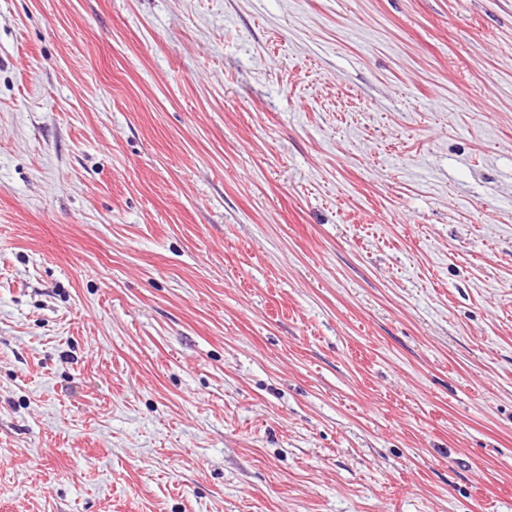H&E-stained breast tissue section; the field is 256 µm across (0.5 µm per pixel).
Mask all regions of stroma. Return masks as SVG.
Segmentation results:
<instances>
[{"instance_id":"obj_1","label":"stroma","mask_w":512,"mask_h":512,"mask_svg":"<svg viewBox=\"0 0 512 512\" xmlns=\"http://www.w3.org/2000/svg\"><path fill=\"white\" fill-rule=\"evenodd\" d=\"M0 512H512V0H0Z\"/></svg>"}]
</instances>
